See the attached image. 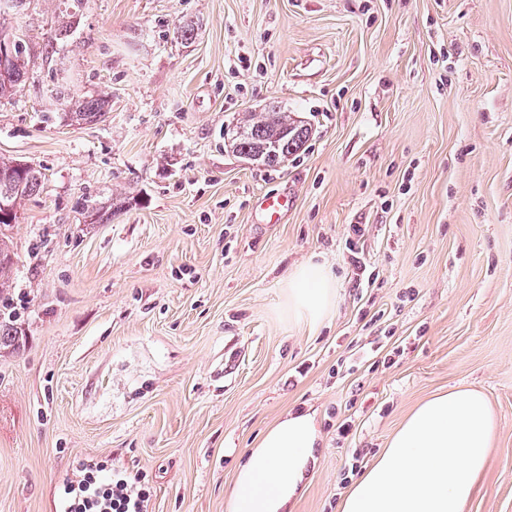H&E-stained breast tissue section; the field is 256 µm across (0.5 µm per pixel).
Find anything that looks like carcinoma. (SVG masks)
I'll return each mask as SVG.
<instances>
[{
	"mask_svg": "<svg viewBox=\"0 0 512 512\" xmlns=\"http://www.w3.org/2000/svg\"><path fill=\"white\" fill-rule=\"evenodd\" d=\"M17 42L16 61L8 77H0V100L14 95L24 78L25 49L22 39ZM70 120L90 123L100 120L108 111L109 100L99 97L90 100H68ZM309 137V128L285 112H262L238 127L232 136L231 148L239 156L259 157V162L270 169L279 167L295 154ZM42 173L35 167L16 161L0 159V201L17 205L18 201L36 193L41 186ZM8 223L0 222V291L9 286L13 269L11 241L1 231ZM17 336L14 320L0 317V348L12 345Z\"/></svg>",
	"mask_w": 512,
	"mask_h": 512,
	"instance_id": "obj_1",
	"label": "carcinoma"
}]
</instances>
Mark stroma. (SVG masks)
<instances>
[{"label":"stroma","mask_w":512,"mask_h":512,"mask_svg":"<svg viewBox=\"0 0 512 512\" xmlns=\"http://www.w3.org/2000/svg\"><path fill=\"white\" fill-rule=\"evenodd\" d=\"M6 22L27 65L0 158L42 186L8 230L0 512H55L81 461L147 471L149 512H227L289 410L323 436L289 512H338L353 452L370 467L454 389L497 419L465 512H512V0H25ZM60 86L107 96L103 121L72 124ZM271 110L311 129L275 169L224 144ZM308 261L336 279L314 328L285 288Z\"/></svg>","instance_id":"obj_1"}]
</instances>
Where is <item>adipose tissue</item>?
<instances>
[{
  "label": "adipose tissue",
  "instance_id": "adipose-tissue-1",
  "mask_svg": "<svg viewBox=\"0 0 512 512\" xmlns=\"http://www.w3.org/2000/svg\"><path fill=\"white\" fill-rule=\"evenodd\" d=\"M288 315L318 324L335 301L322 264L298 266L287 282ZM496 419L477 390H451L419 404L346 495L340 512H465L487 465ZM320 434L312 415L291 411L239 466L229 512H287L314 468Z\"/></svg>",
  "mask_w": 512,
  "mask_h": 512
}]
</instances>
